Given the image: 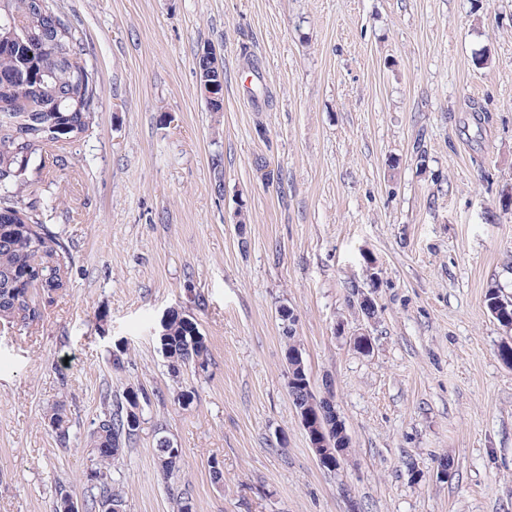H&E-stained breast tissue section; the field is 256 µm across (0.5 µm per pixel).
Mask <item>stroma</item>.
<instances>
[{
	"label": "stroma",
	"mask_w": 512,
	"mask_h": 512,
	"mask_svg": "<svg viewBox=\"0 0 512 512\" xmlns=\"http://www.w3.org/2000/svg\"><path fill=\"white\" fill-rule=\"evenodd\" d=\"M58 2L102 94L23 199L69 284L38 324L0 326V512H53L62 486L85 499L103 398L139 385L126 512H171L173 490L193 512H512V329L484 302L512 297V0ZM207 46L220 112L195 72ZM283 306L351 439L333 472L288 395ZM172 312L205 337L207 373H170ZM161 436L182 451L169 484Z\"/></svg>",
	"instance_id": "obj_1"
}]
</instances>
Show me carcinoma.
Here are the masks:
<instances>
[{"instance_id":"1","label":"carcinoma","mask_w":512,"mask_h":512,"mask_svg":"<svg viewBox=\"0 0 512 512\" xmlns=\"http://www.w3.org/2000/svg\"><path fill=\"white\" fill-rule=\"evenodd\" d=\"M0 0V124L9 119L21 131H39L24 141L0 134V322L31 325L42 317L40 294L67 287L69 267L60 237L23 206V193L34 185L31 169L47 168L59 145L51 135L60 126L85 133L92 125L101 98L97 72L87 60L83 30L62 11L57 0ZM160 344L169 370L177 374L191 366L207 373L208 347L195 323L174 313L162 324ZM303 378L288 377V394L295 407L307 403ZM150 398L142 387L126 388L119 399H104L105 408L87 436L91 466L87 472L88 512H125L124 491L112 471L119 468L125 448L143 430L129 400ZM110 448L112 454L96 452ZM158 470L166 481L177 477L182 457L173 454L169 439H158L154 448Z\"/></svg>"}]
</instances>
